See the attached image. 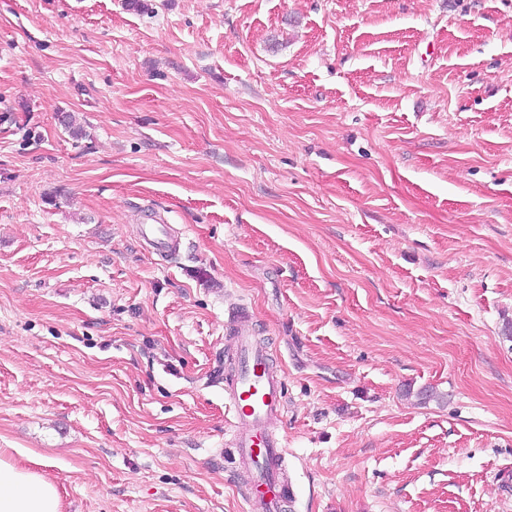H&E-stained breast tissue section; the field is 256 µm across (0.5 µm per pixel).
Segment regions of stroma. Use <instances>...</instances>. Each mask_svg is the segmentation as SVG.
I'll return each instance as SVG.
<instances>
[{"label": "stroma", "instance_id": "1", "mask_svg": "<svg viewBox=\"0 0 512 512\" xmlns=\"http://www.w3.org/2000/svg\"><path fill=\"white\" fill-rule=\"evenodd\" d=\"M147 3L0 0V448L61 512H246L241 304L288 512H512V0ZM142 230L145 242L155 249L172 251L176 250L177 242L168 235L164 224H146Z\"/></svg>", "mask_w": 512, "mask_h": 512}]
</instances>
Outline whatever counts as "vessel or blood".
Instances as JSON below:
<instances>
[{
	"label": "vessel or blood",
	"instance_id": "b4317fda",
	"mask_svg": "<svg viewBox=\"0 0 512 512\" xmlns=\"http://www.w3.org/2000/svg\"><path fill=\"white\" fill-rule=\"evenodd\" d=\"M142 234L153 248L172 251L177 247L164 225H147ZM230 333L238 367L224 380V401L235 421L233 446L240 479L249 487L248 512H286L283 437L273 426L284 410L286 380L275 370L264 344L252 336L246 320L234 324Z\"/></svg>",
	"mask_w": 512,
	"mask_h": 512
}]
</instances>
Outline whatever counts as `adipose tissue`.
I'll return each instance as SVG.
<instances>
[{
	"label": "adipose tissue",
	"mask_w": 512,
	"mask_h": 512,
	"mask_svg": "<svg viewBox=\"0 0 512 512\" xmlns=\"http://www.w3.org/2000/svg\"><path fill=\"white\" fill-rule=\"evenodd\" d=\"M0 512H60L56 484L0 449Z\"/></svg>",
	"instance_id": "1"
}]
</instances>
